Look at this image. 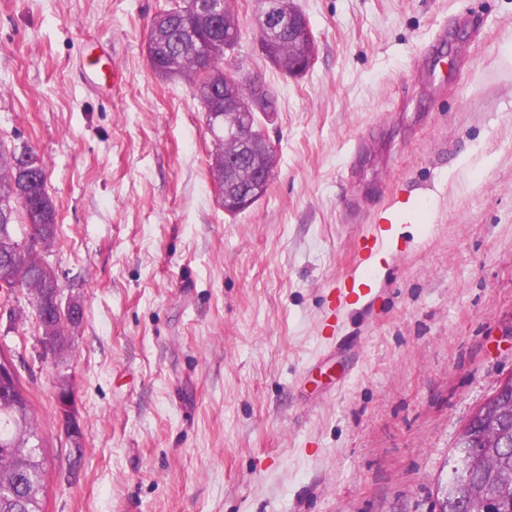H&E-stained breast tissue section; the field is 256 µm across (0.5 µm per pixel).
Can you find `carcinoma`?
<instances>
[{
    "label": "carcinoma",
    "mask_w": 512,
    "mask_h": 512,
    "mask_svg": "<svg viewBox=\"0 0 512 512\" xmlns=\"http://www.w3.org/2000/svg\"><path fill=\"white\" fill-rule=\"evenodd\" d=\"M203 0H181L175 7L157 15L153 23L172 29L173 40L164 43L148 39L147 52L153 70L168 79L197 76L193 94L203 103L222 99L228 93L246 103L252 101L259 81L241 77L236 72L224 73L216 67L198 76L199 52L181 49L188 32L204 42L214 53L217 63L224 62V34L240 27L230 12L224 29L206 36L199 26V10ZM308 41L298 34L283 33L272 44L268 60L288 71L290 65L308 55ZM256 166L274 170L275 154L267 150L260 158H250L237 165L221 180L215 164H210L218 190L237 196L240 187L251 182ZM47 178L40 159L30 148L8 149L0 145V283L10 289L26 288L34 292V310L42 334L60 337L58 347L68 343L72 330L83 317L81 304L61 310L59 283L53 272L39 260V250L53 247L57 239V217L54 201L46 188ZM25 223H16L17 214ZM480 466L470 472L475 481L494 483L500 475L512 470V436L496 428L485 433ZM46 462L43 438L39 432L29 391L20 377L0 384V512H43V490Z\"/></svg>",
    "instance_id": "cac0c4a2"
}]
</instances>
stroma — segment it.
<instances>
[{"label": "stroma", "mask_w": 512, "mask_h": 512, "mask_svg": "<svg viewBox=\"0 0 512 512\" xmlns=\"http://www.w3.org/2000/svg\"><path fill=\"white\" fill-rule=\"evenodd\" d=\"M294 3L316 45L296 77L259 49L258 0H235L277 164L231 216L200 102L147 59L170 0H0V143L42 160L40 259L84 309L53 352L32 292L0 289L44 512H431L460 428L512 376V0ZM112 69V91L84 76ZM385 217V271L327 341ZM384 231L385 230L380 226L376 229L371 227L367 235L363 238L362 241H360L357 251V265L352 267L351 270L345 275L343 279L340 280L336 286L337 300L340 305L343 303L344 298L356 296L358 299H360L362 296H364L362 293L365 287L364 283L361 282L360 276L358 275V270L367 261L371 260L376 250L383 245L382 232Z\"/></svg>", "instance_id": "35a3bbf8"}]
</instances>
